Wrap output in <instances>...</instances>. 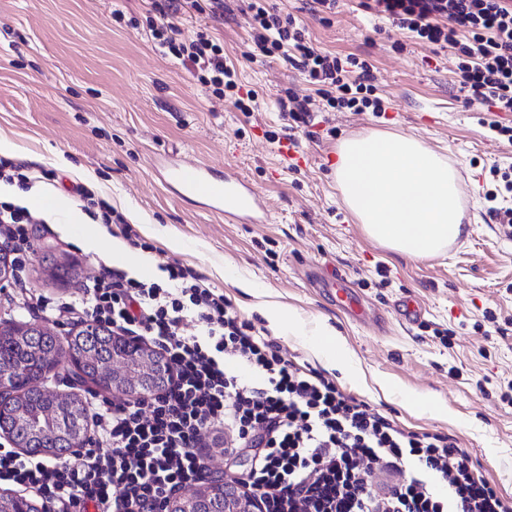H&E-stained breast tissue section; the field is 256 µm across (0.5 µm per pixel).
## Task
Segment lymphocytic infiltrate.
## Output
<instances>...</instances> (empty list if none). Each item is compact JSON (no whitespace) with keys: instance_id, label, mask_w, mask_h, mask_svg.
I'll use <instances>...</instances> for the list:
<instances>
[{"instance_id":"1","label":"lymphocytic infiltrate","mask_w":512,"mask_h":512,"mask_svg":"<svg viewBox=\"0 0 512 512\" xmlns=\"http://www.w3.org/2000/svg\"><path fill=\"white\" fill-rule=\"evenodd\" d=\"M371 9L421 43L456 49L468 101L512 112V0H372ZM189 10L217 17L224 0H164L147 38L189 65L212 95L254 111L256 93L242 91L208 27L182 40L176 19ZM249 10L256 49L323 86L326 111L384 112L366 63L319 52L294 16L263 0ZM38 221L27 207L0 201V240L18 271L32 259L28 227ZM165 270L166 288L102 265L74 300H24L27 310L149 340L169 363V384L136 399L90 401L93 434L70 456L48 461L0 448L1 485L37 495L49 512H159L209 474L204 440L223 430L225 455L255 451L239 484L260 512H512V498L488 486L453 438L398 426L278 354L193 268ZM190 323L195 333H186Z\"/></svg>"}]
</instances>
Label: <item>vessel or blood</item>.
I'll return each instance as SVG.
<instances>
[{
    "label": "vessel or blood",
    "mask_w": 512,
    "mask_h": 512,
    "mask_svg": "<svg viewBox=\"0 0 512 512\" xmlns=\"http://www.w3.org/2000/svg\"><path fill=\"white\" fill-rule=\"evenodd\" d=\"M153 169L175 197L196 202L209 212L243 224H264L270 218L260 193L245 178L205 164L183 162L173 152L157 154ZM323 286L351 315H360V298L346 276L333 275Z\"/></svg>",
    "instance_id": "obj_1"
}]
</instances>
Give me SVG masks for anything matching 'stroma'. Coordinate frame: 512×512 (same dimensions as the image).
<instances>
[{
    "instance_id": "35a3bbf8",
    "label": "stroma",
    "mask_w": 512,
    "mask_h": 512,
    "mask_svg": "<svg viewBox=\"0 0 512 512\" xmlns=\"http://www.w3.org/2000/svg\"><path fill=\"white\" fill-rule=\"evenodd\" d=\"M269 3L298 17L318 49L365 61L377 95L390 104L387 112L321 111L317 86L283 58H249L247 0H224L223 17L186 15L179 26L188 38L210 24L243 87L257 92L256 112L207 95L187 66L151 46L142 26L152 0H0V136L19 145L16 161L54 170L55 193L71 203L83 186L119 203L138 231L153 224V235L139 232L134 252L192 266L283 356L322 370L341 391L407 430L456 439L489 485L512 497V238L490 220L485 199L494 187L491 167H512V144L490 123H510L512 112L467 103L451 49L406 37L360 0H339L326 20L305 0ZM116 9L135 17L138 28L115 22ZM288 96L309 99L307 123L280 112L278 100ZM373 132L412 136L456 168L466 232L441 256H399L371 240L347 210L332 170L336 150L344 139ZM287 140L309 162L285 159L279 149ZM165 150L246 177L263 194L271 222L227 224L173 196L152 170L154 156ZM73 165L88 177L73 176ZM29 234L36 254L24 287L0 288V321L30 320L19 308L23 293L57 301L82 292L84 276L62 282L46 275L51 260L69 259L84 275L112 260L106 247L85 248L79 233H67L49 216L30 225ZM172 237L182 240L180 250L167 248ZM227 264L289 308L301 330L338 331L366 379L394 381L392 396L355 385L343 368L323 367L296 336L272 328L256 299L218 274ZM333 270L353 283L365 321L317 288V278ZM404 296L422 309L409 328L392 308ZM489 313L500 326L494 334ZM428 395L456 423L405 408L406 400Z\"/></svg>"
}]
</instances>
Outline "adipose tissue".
Masks as SVG:
<instances>
[{
  "label": "adipose tissue",
  "mask_w": 512,
  "mask_h": 512,
  "mask_svg": "<svg viewBox=\"0 0 512 512\" xmlns=\"http://www.w3.org/2000/svg\"><path fill=\"white\" fill-rule=\"evenodd\" d=\"M337 154L334 174L343 201L379 245L421 261L463 236L457 172L435 151L412 137L384 134L345 140ZM0 196L47 211L68 230L85 221L60 196L21 195L1 184Z\"/></svg>",
  "instance_id": "obj_1"
}]
</instances>
